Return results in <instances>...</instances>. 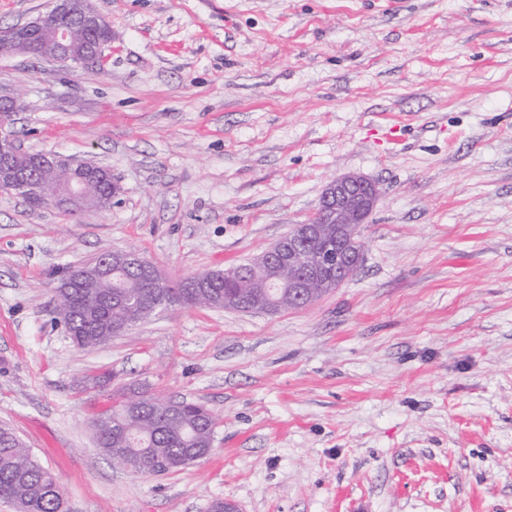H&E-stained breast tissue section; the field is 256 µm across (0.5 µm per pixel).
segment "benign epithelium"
Here are the masks:
<instances>
[{
  "instance_id": "1",
  "label": "benign epithelium",
  "mask_w": 512,
  "mask_h": 512,
  "mask_svg": "<svg viewBox=\"0 0 512 512\" xmlns=\"http://www.w3.org/2000/svg\"><path fill=\"white\" fill-rule=\"evenodd\" d=\"M51 15L60 23L52 29L48 41L39 39L45 33L42 21H31L0 30V55H34L61 61L74 68H84L102 61L111 42L77 45L75 33L88 34L103 25L97 11L85 0H54ZM24 105L17 93H0V130ZM69 185L51 198L54 207L76 210L84 202V179L92 171L81 163L67 166ZM27 180V170L16 167L12 138L0 135V173ZM381 190L378 183L356 173L331 180L324 188L319 204L308 220L295 225L288 233V247L273 245L257 257V263L277 271L288 270V304L296 308L309 305L313 286L329 290L349 280L361 266L364 246L357 237L355 225L365 223L374 210ZM336 225L335 246L323 253L304 254L307 241L325 233L324 225Z\"/></svg>"
}]
</instances>
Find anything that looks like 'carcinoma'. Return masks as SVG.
Listing matches in <instances>:
<instances>
[{"label": "carcinoma", "instance_id": "1", "mask_svg": "<svg viewBox=\"0 0 512 512\" xmlns=\"http://www.w3.org/2000/svg\"><path fill=\"white\" fill-rule=\"evenodd\" d=\"M36 155L19 152L15 159L21 166H34ZM65 166L58 165L42 174L49 184L60 181ZM108 178L101 174L88 182V212L106 211L105 192ZM96 262L80 264L61 280L55 294L68 293L71 306H54L56 319L66 330H77L72 343L92 349L114 337L113 327L124 324L131 329L158 311L157 305L168 300L167 307L232 309L225 298L243 305L271 297L288 309V289L264 287L267 274L252 265L239 264L224 270H211L210 285L190 288L191 278L176 282L147 279L131 266L112 269V280L85 277L75 283L72 273L86 271ZM216 415L204 405L177 398H159L133 385L121 390L112 406L93 422L97 446L112 466L141 475H154L161 466L164 473L178 472L204 458L213 447ZM0 500L16 512H66V503L57 478L45 469L31 450L9 427L0 426Z\"/></svg>", "mask_w": 512, "mask_h": 512}]
</instances>
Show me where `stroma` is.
Segmentation results:
<instances>
[{
  "label": "stroma",
  "mask_w": 512,
  "mask_h": 512,
  "mask_svg": "<svg viewBox=\"0 0 512 512\" xmlns=\"http://www.w3.org/2000/svg\"><path fill=\"white\" fill-rule=\"evenodd\" d=\"M93 5L102 70L0 56L21 149L121 187L82 215L0 192V424L68 512H512V0ZM345 173L381 196L360 269L311 305L178 307L90 350L55 322L66 267L230 268ZM128 384L213 410L210 455L113 468L92 421Z\"/></svg>",
  "instance_id": "1"
}]
</instances>
